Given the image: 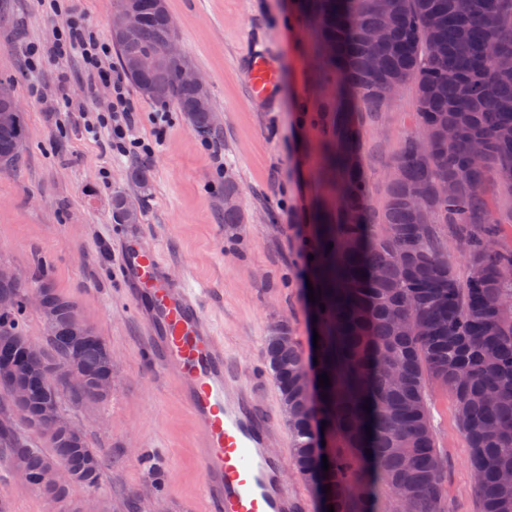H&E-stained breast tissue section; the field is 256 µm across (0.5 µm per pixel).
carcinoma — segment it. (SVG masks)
Returning a JSON list of instances; mask_svg holds the SVG:
<instances>
[{
  "label": "carcinoma",
  "mask_w": 512,
  "mask_h": 512,
  "mask_svg": "<svg viewBox=\"0 0 512 512\" xmlns=\"http://www.w3.org/2000/svg\"><path fill=\"white\" fill-rule=\"evenodd\" d=\"M302 0L319 77L336 78L338 104L318 175L342 202L336 223L314 225L307 242L317 288L312 316L320 328L312 359L281 321L268 331L264 353L282 404L298 477L311 484L321 512H391L377 495L386 486L400 512H445L444 465L430 422L426 383L448 390L481 512H512V246L495 217L496 193H512V0ZM142 16L130 38L115 36L121 65L146 99L172 104L190 128L208 136L209 114L194 107L180 84L184 59L145 73L127 59L175 36L168 12L154 0H116ZM390 26V41L374 48L366 35ZM415 87V115L429 152L405 140L392 162L383 210L368 208L359 142L350 106L387 99L390 86ZM27 138L24 115L0 127V172L19 163ZM130 179L147 186L150 166L137 161ZM456 246L467 273L449 257ZM0 281L15 304L0 311V357L27 364L25 375L0 376V394L34 386L12 406L23 427L38 419L47 398L38 385L45 365L76 358L90 381L112 357L96 336L70 337L74 302L55 294L58 315L40 354L25 350L20 319L32 285ZM325 308H320V305ZM289 336L284 345L278 337ZM326 373L331 385L318 386ZM47 447L0 419V447L24 460L27 485L41 490L48 462L75 466L89 454L104 473L106 457L43 429ZM329 470L323 471L322 456Z\"/></svg>",
  "instance_id": "obj_1"
}]
</instances>
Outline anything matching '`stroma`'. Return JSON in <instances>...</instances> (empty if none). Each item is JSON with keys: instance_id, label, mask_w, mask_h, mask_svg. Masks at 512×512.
<instances>
[{"instance_id": "obj_1", "label": "stroma", "mask_w": 512, "mask_h": 512, "mask_svg": "<svg viewBox=\"0 0 512 512\" xmlns=\"http://www.w3.org/2000/svg\"><path fill=\"white\" fill-rule=\"evenodd\" d=\"M63 6L54 16L41 0H0V80L10 82L28 129L16 170L0 174V265L44 271L110 350V396L100 403L62 399L66 417L109 467L96 486L73 487L67 501L54 502L17 478L9 449L0 447V507L68 512L90 498L100 512H172L175 502L202 512L195 430L175 379L145 355L143 326L115 278L120 225L111 200L124 194L139 207L131 232L159 250L174 278L202 293L207 318L244 371L264 363L272 324L289 322L310 346L312 271L300 250L315 215L339 214L335 195L315 174L336 88L332 79L314 77L300 0H166L182 54L206 80L219 122L206 139L168 106L163 143L148 159L151 190L140 194L129 178L131 159L113 154L106 137H89L79 116L108 115V90L88 96L79 59L50 55L57 28L73 16L111 43L113 0ZM256 49L278 67L271 103L248 93L244 61ZM414 112L409 84L359 119L372 210L386 202L397 150L419 133ZM228 179L243 214L236 226L224 222ZM426 394L445 463L447 512H481L452 399L434 384Z\"/></svg>"}]
</instances>
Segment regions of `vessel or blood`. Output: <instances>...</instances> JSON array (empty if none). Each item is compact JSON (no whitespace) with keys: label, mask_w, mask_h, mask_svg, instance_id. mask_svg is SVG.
I'll return each instance as SVG.
<instances>
[{"label":"vessel or blood","mask_w":512,"mask_h":512,"mask_svg":"<svg viewBox=\"0 0 512 512\" xmlns=\"http://www.w3.org/2000/svg\"><path fill=\"white\" fill-rule=\"evenodd\" d=\"M247 83L251 97L272 98L268 55L251 54ZM120 276L143 324L147 353L176 379L177 397L201 435L204 512H302V495L283 478L287 461L272 451L284 438L278 416L257 402V381L225 351L200 293L176 281L159 253L132 233L123 241Z\"/></svg>","instance_id":"obj_1"}]
</instances>
